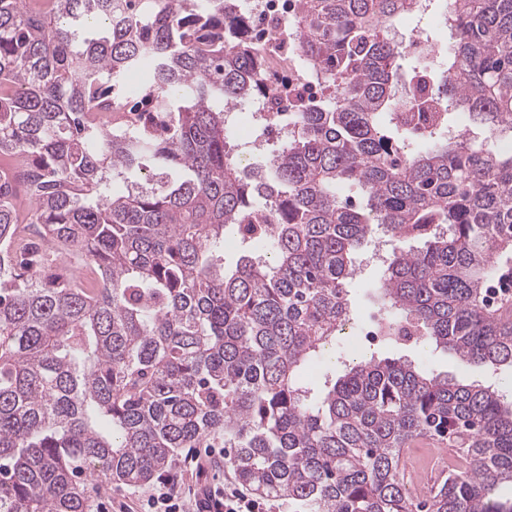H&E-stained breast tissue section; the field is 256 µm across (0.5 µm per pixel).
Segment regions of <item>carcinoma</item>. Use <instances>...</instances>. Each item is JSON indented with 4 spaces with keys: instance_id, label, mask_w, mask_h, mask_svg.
<instances>
[{
    "instance_id": "carcinoma-1",
    "label": "carcinoma",
    "mask_w": 512,
    "mask_h": 512,
    "mask_svg": "<svg viewBox=\"0 0 512 512\" xmlns=\"http://www.w3.org/2000/svg\"><path fill=\"white\" fill-rule=\"evenodd\" d=\"M146 1L114 26L113 0H0V159L31 171L22 190L0 174V512H89L87 480L149 483L182 448L228 449L290 512H512L497 387L374 356L306 379L378 229L388 335L512 367V314L486 298L512 248V0H435L447 79L402 96L391 32L423 0H300L298 51L333 92L288 104L249 172L224 112L265 93L242 0ZM457 112L482 138L448 133ZM421 123L405 151L393 131ZM21 224L38 239L12 248ZM228 226L249 245L231 270ZM75 253L80 276L49 264ZM448 435L465 448L411 495L406 444Z\"/></svg>"
}]
</instances>
